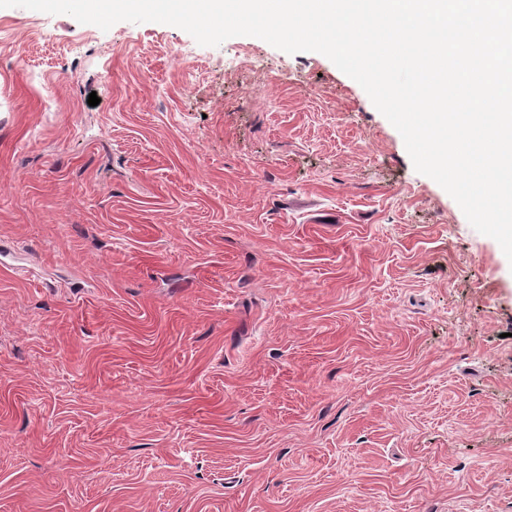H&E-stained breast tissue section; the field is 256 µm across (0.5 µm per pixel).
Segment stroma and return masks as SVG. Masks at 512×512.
Returning a JSON list of instances; mask_svg holds the SVG:
<instances>
[{
    "instance_id": "obj_1",
    "label": "stroma",
    "mask_w": 512,
    "mask_h": 512,
    "mask_svg": "<svg viewBox=\"0 0 512 512\" xmlns=\"http://www.w3.org/2000/svg\"><path fill=\"white\" fill-rule=\"evenodd\" d=\"M0 248V512H512V262L326 56L0 8Z\"/></svg>"
}]
</instances>
